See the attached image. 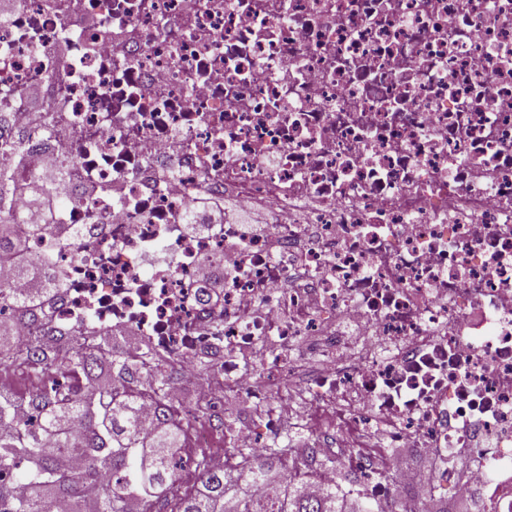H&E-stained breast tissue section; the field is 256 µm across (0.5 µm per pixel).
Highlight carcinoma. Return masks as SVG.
Listing matches in <instances>:
<instances>
[{
  "instance_id": "carcinoma-1",
  "label": "carcinoma",
  "mask_w": 512,
  "mask_h": 512,
  "mask_svg": "<svg viewBox=\"0 0 512 512\" xmlns=\"http://www.w3.org/2000/svg\"><path fill=\"white\" fill-rule=\"evenodd\" d=\"M26 161L27 148L20 142L0 152V210L22 192L19 176ZM20 220L14 213L0 218V259H9L17 272L25 274L30 271L26 240L15 230ZM41 278L45 287L38 293L13 298L20 313L37 305L43 294L59 289V281L48 273ZM47 352L55 366L51 381L19 398L0 396V471L18 474L32 489L16 497L0 484V512H48L57 497L71 499L72 512H79L82 503L87 512H125L131 499L142 504V512H154L164 494L170 497L169 512H224L231 502L239 504L241 512H374L363 501L346 502L334 486L326 488L318 501L309 502L307 482L289 459L288 445L278 443L261 458L238 448L240 465L222 471L210 470L202 459L196 464L200 484L176 493L185 428L171 413L165 364H154L152 386L163 430L146 437L137 414L139 390L118 383L99 394L94 391L102 373L101 359H109L110 371L122 377L145 365L146 355L116 353L110 339L87 344L75 337L64 344L54 336H43L31 346L12 338L0 340V366L40 361ZM75 381L86 387L85 397H71ZM20 399L35 412L30 422L17 413ZM49 439L62 455L84 456L88 470L81 476L60 470L46 451Z\"/></svg>"
}]
</instances>
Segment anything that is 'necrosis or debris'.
<instances>
[{
  "label": "necrosis or debris",
  "mask_w": 512,
  "mask_h": 512,
  "mask_svg": "<svg viewBox=\"0 0 512 512\" xmlns=\"http://www.w3.org/2000/svg\"><path fill=\"white\" fill-rule=\"evenodd\" d=\"M0 112V149L24 140L61 197L28 248L63 282L49 322L0 303L21 342L132 331L182 374L211 364L203 403L269 409L196 426L214 469L307 425L314 369L346 492L512 512V0H20ZM198 195L264 231L206 226ZM409 448L433 462L411 499Z\"/></svg>",
  "instance_id": "1"
}]
</instances>
